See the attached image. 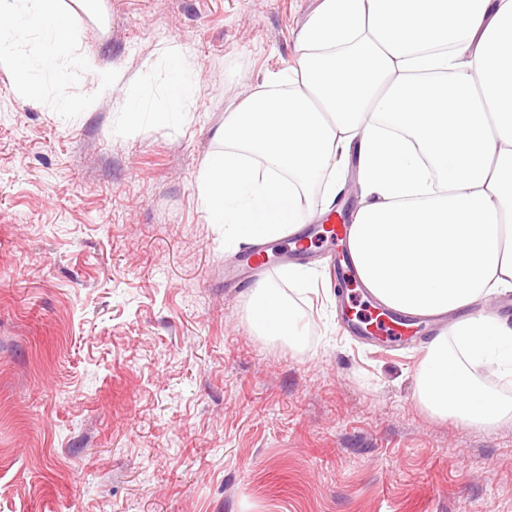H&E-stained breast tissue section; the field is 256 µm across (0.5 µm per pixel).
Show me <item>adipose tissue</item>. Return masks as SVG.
<instances>
[{"label": "adipose tissue", "mask_w": 512, "mask_h": 512, "mask_svg": "<svg viewBox=\"0 0 512 512\" xmlns=\"http://www.w3.org/2000/svg\"><path fill=\"white\" fill-rule=\"evenodd\" d=\"M61 0H0V69L31 98L32 65L92 67ZM44 35L35 58L21 44ZM284 93L248 95L204 162L213 223L239 243L274 241L307 220L300 197L331 196L357 162L363 205L349 246L384 305L451 315L427 347L414 398L431 418L477 429L512 421V319L478 310L512 292V0H323ZM249 320L266 337L303 340L297 313L256 290Z\"/></svg>", "instance_id": "adipose-tissue-1"}]
</instances>
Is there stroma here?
Instances as JSON below:
<instances>
[{
	"mask_svg": "<svg viewBox=\"0 0 512 512\" xmlns=\"http://www.w3.org/2000/svg\"><path fill=\"white\" fill-rule=\"evenodd\" d=\"M321 2L104 0L72 16L94 71L33 70L31 99L0 71V512H512V421L427 416L422 348L346 337L323 246L260 282L301 316V348L258 336L224 280L239 250L203 163ZM362 202L351 172L304 209L351 221Z\"/></svg>",
	"mask_w": 512,
	"mask_h": 512,
	"instance_id": "stroma-1",
	"label": "stroma"
}]
</instances>
